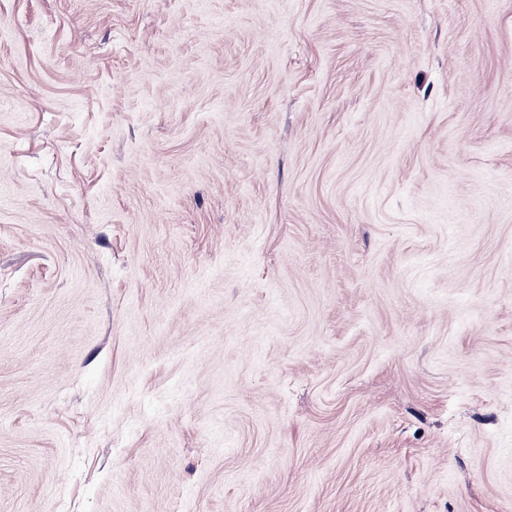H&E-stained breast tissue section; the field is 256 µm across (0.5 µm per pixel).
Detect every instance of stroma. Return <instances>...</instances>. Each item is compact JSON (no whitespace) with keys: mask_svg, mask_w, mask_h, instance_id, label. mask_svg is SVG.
Instances as JSON below:
<instances>
[{"mask_svg":"<svg viewBox=\"0 0 512 512\" xmlns=\"http://www.w3.org/2000/svg\"><path fill=\"white\" fill-rule=\"evenodd\" d=\"M0 512H512V0H0Z\"/></svg>","mask_w":512,"mask_h":512,"instance_id":"obj_1","label":"stroma"}]
</instances>
